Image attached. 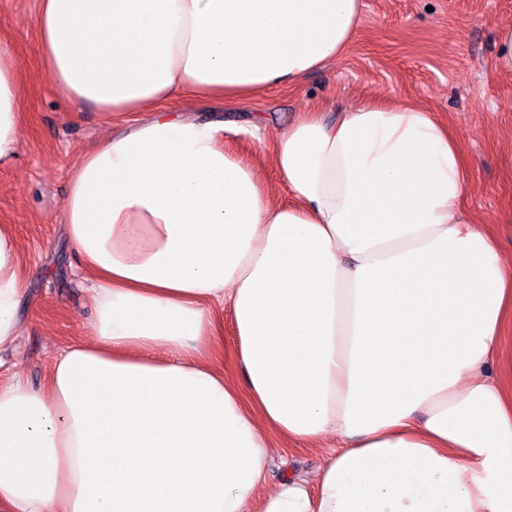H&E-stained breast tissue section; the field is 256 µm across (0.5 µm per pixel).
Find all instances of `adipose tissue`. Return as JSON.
I'll return each mask as SVG.
<instances>
[{"label": "adipose tissue", "instance_id": "1", "mask_svg": "<svg viewBox=\"0 0 512 512\" xmlns=\"http://www.w3.org/2000/svg\"><path fill=\"white\" fill-rule=\"evenodd\" d=\"M360 17L361 0H39L52 91L140 118L72 170L63 231L94 316L46 385L0 380V512H512V258L466 205L448 122L372 101L254 126L276 187L223 122L159 109L299 85ZM21 70L0 43V165L23 143ZM26 277L0 224V351ZM277 437L328 449L324 468L268 486ZM222 318L224 320V369L228 375L241 384L243 377L235 365V354L239 341L233 311L230 307H224Z\"/></svg>", "mask_w": 512, "mask_h": 512}]
</instances>
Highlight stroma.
<instances>
[{
    "label": "stroma",
    "mask_w": 512,
    "mask_h": 512,
    "mask_svg": "<svg viewBox=\"0 0 512 512\" xmlns=\"http://www.w3.org/2000/svg\"><path fill=\"white\" fill-rule=\"evenodd\" d=\"M355 41L336 65L310 73L299 87H273L244 104L217 107L180 94L161 104L224 122V145L255 165L270 183L278 177L247 130L287 128L319 107L326 120L363 100L414 105L447 120L463 142L471 183L467 206L492 225L498 248L512 256V73L497 69L496 25L512 22V0H362ZM37 0H0V40L22 59L23 147L0 166V224L12 225L28 273L24 335L16 353L0 356L33 385L45 383L51 356L86 335L93 307L79 256L62 235L63 203L78 159L112 128L91 105L72 107L37 66L33 18ZM271 481L313 475L323 451L275 440Z\"/></svg>",
    "instance_id": "stroma-1"
}]
</instances>
